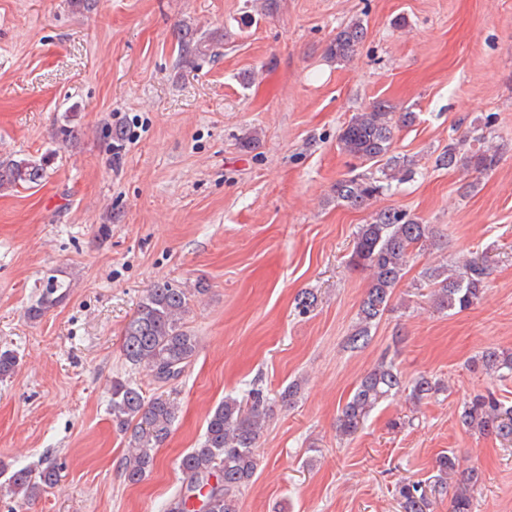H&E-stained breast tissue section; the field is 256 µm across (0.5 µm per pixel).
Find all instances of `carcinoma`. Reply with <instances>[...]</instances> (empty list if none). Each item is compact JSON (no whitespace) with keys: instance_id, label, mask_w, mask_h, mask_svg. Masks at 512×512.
Instances as JSON below:
<instances>
[{"instance_id":"1","label":"carcinoma","mask_w":512,"mask_h":512,"mask_svg":"<svg viewBox=\"0 0 512 512\" xmlns=\"http://www.w3.org/2000/svg\"><path fill=\"white\" fill-rule=\"evenodd\" d=\"M365 37L363 21L347 23L330 42L327 55L346 60L358 51ZM181 62L192 64L199 57L215 53L209 37L193 28L185 29L180 39ZM76 113L65 115L54 137L63 145L79 138ZM416 121V113H396L384 101H376L355 113L339 134V146L347 155L380 167L374 172L355 174L336 181V201L351 208L364 209L380 194L412 177L407 159L394 153L395 130ZM451 143L436 159L445 169L463 168L479 175L493 172L500 163L498 151L479 146L466 152ZM49 157L40 159L0 158V189L32 188L47 177ZM436 234L434 227L398 207L387 206L375 211L371 221L355 232L349 257L352 269L369 273V285L358 310L357 322L347 338L348 347L358 349L368 344L371 329L390 311L394 290L406 273L413 251ZM490 276L489 266L477 259L465 262L450 273L438 267L422 272L432 288L430 298L441 312H461L479 302ZM69 283L50 274L39 283V298L27 311L36 320L66 296ZM201 288H183L167 280L157 281L146 290L122 335V352L126 361L144 369L152 380L165 385L179 379L195 359L199 341L184 326L191 298ZM478 361L492 377L512 374V352L490 347ZM410 389L415 401L432 398L441 387L434 379L421 375L406 383L392 360H383L357 381L352 397L342 407L336 422L340 435L356 433L372 410L384 399L403 388ZM112 421L123 432L127 453L122 460V474L129 485L141 483L150 473L157 448L170 434L178 414L177 404L163 397L145 399L142 390L130 382L112 383L110 401ZM270 417L269 392L262 381L255 380L241 398L227 394L208 415L203 440L186 452L179 461L182 483L165 505V512H236V493L247 487L255 475L259 459L255 452L267 418ZM461 422L471 431L493 433L512 443V405L507 406L488 390L463 403ZM439 471L454 482L437 480L439 492L450 497L451 512H473L475 493L481 484L477 470L458 474L454 457L443 455ZM58 482V467L45 461L37 470L16 469L8 477L14 493L29 498L40 495ZM403 512H428L427 486L408 482L399 486Z\"/></svg>"}]
</instances>
